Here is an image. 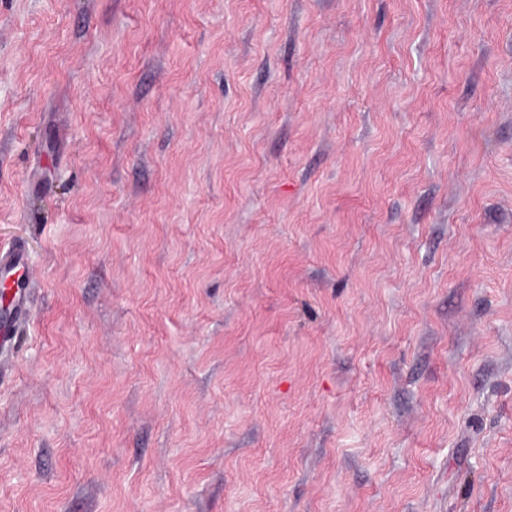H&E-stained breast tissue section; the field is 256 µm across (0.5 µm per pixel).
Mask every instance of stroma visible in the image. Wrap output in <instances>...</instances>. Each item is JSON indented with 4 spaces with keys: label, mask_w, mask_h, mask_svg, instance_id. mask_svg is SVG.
Listing matches in <instances>:
<instances>
[{
    "label": "stroma",
    "mask_w": 512,
    "mask_h": 512,
    "mask_svg": "<svg viewBox=\"0 0 512 512\" xmlns=\"http://www.w3.org/2000/svg\"><path fill=\"white\" fill-rule=\"evenodd\" d=\"M0 512H512V0H0Z\"/></svg>",
    "instance_id": "1"
}]
</instances>
